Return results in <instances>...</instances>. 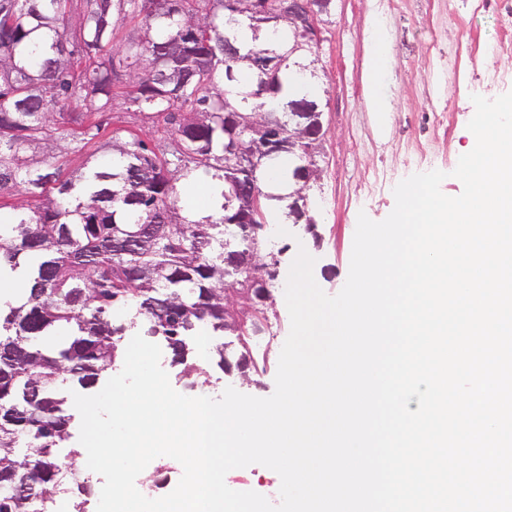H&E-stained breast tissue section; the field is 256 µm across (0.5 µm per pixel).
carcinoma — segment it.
<instances>
[{
  "instance_id": "1",
  "label": "carcinoma",
  "mask_w": 512,
  "mask_h": 512,
  "mask_svg": "<svg viewBox=\"0 0 512 512\" xmlns=\"http://www.w3.org/2000/svg\"><path fill=\"white\" fill-rule=\"evenodd\" d=\"M281 0H0V192L43 197L0 223V281L21 299H0V512H49L72 483L79 452L70 437L68 390L94 389L122 360L126 326L166 344L186 378L203 374L187 343L210 331L234 335L225 308L247 299L270 322L273 260L240 225L254 224L249 198L229 183L264 174L224 156L243 129L279 117L313 92L294 77V37ZM137 22L119 46L117 26ZM278 27L274 43L260 31ZM42 30L48 47L33 42ZM274 102L265 109V99ZM133 106L157 119L164 144L116 136L112 158L62 180L53 155L31 163L32 146L75 141L93 114ZM67 115L73 127L57 126ZM271 165L281 183L311 155L279 141ZM214 209L192 220L198 177ZM267 223H293L288 193L267 192ZM134 310L130 324L114 319ZM219 368L250 376L257 354L246 337L211 351ZM31 494L19 497L15 489Z\"/></svg>"
}]
</instances>
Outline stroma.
I'll list each match as a JSON object with an SVG mask.
<instances>
[{"label":"stroma","instance_id":"obj_1","mask_svg":"<svg viewBox=\"0 0 512 512\" xmlns=\"http://www.w3.org/2000/svg\"><path fill=\"white\" fill-rule=\"evenodd\" d=\"M384 54L374 59L373 44ZM312 83L324 112L325 139L318 159L321 180L313 191L320 245L296 230L269 229L266 251L284 250L280 275L273 281L275 319L266 339L265 370L253 383L222 372L209 356H199L205 372L188 384L170 354L160 364L179 393L219 398L226 387L270 396L282 346L290 331L285 286L299 249L315 258L314 278L329 295L344 286L359 213L384 220L395 205L394 187L416 174L439 170L445 195L463 186L453 172L468 143L472 95L488 99L512 91V0H334L325 27ZM376 78L378 111L365 94ZM378 101V102H379ZM79 148L58 142L55 164L71 177L86 162L111 154L115 134L139 132L138 114L107 112Z\"/></svg>","mask_w":512,"mask_h":512}]
</instances>
